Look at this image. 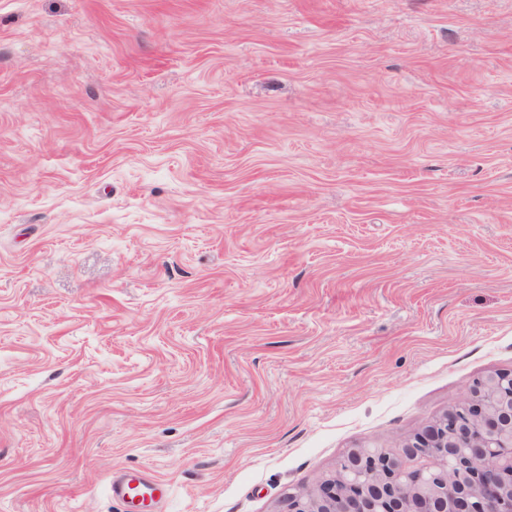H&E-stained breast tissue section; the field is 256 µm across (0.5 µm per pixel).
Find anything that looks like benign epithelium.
Wrapping results in <instances>:
<instances>
[{
	"mask_svg": "<svg viewBox=\"0 0 512 512\" xmlns=\"http://www.w3.org/2000/svg\"><path fill=\"white\" fill-rule=\"evenodd\" d=\"M283 512H512V372L477 379L436 421L389 448L350 449L293 489Z\"/></svg>",
	"mask_w": 512,
	"mask_h": 512,
	"instance_id": "1",
	"label": "benign epithelium"
}]
</instances>
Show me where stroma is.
Here are the masks:
<instances>
[{"instance_id":"obj_1","label":"stroma","mask_w":512,"mask_h":512,"mask_svg":"<svg viewBox=\"0 0 512 512\" xmlns=\"http://www.w3.org/2000/svg\"><path fill=\"white\" fill-rule=\"evenodd\" d=\"M512 370V0H0V512H281ZM163 490L164 485L151 476H139L135 478L120 477L110 482L109 491L113 497L121 500L138 498L140 501L153 500L156 492Z\"/></svg>"}]
</instances>
